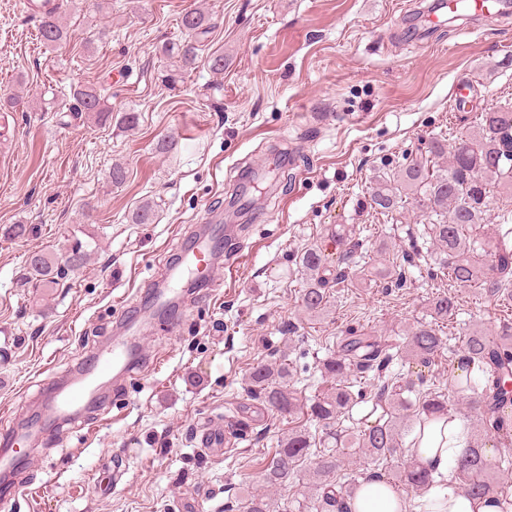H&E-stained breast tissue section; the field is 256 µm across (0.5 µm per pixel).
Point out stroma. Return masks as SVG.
<instances>
[{
	"instance_id": "stroma-1",
	"label": "stroma",
	"mask_w": 512,
	"mask_h": 512,
	"mask_svg": "<svg viewBox=\"0 0 512 512\" xmlns=\"http://www.w3.org/2000/svg\"><path fill=\"white\" fill-rule=\"evenodd\" d=\"M66 44L45 48L39 18L0 0V431L45 402L50 383L89 366L106 340L160 282L201 225H228L215 272L221 287L195 288L175 320L131 334L140 356L121 388L89 414L50 433L16 478L23 491L0 512H246L266 492L264 470L289 427L321 437L308 415L269 412L248 392L259 363L277 361L310 398L326 389L320 359L354 328L405 341L432 319L434 297H458L441 323L443 345L427 367L393 349L391 369L421 392L465 411L448 362L465 333H495L512 306L472 288L452 289L426 259L428 213L413 201L385 216L367 199L379 175L454 140L480 113L512 106V13L428 23L430 0H59ZM214 26L196 36L194 64L175 86L169 47L187 37L185 9ZM224 56L223 73L207 64ZM472 87L456 108L459 81ZM101 91L111 121L79 112L74 85ZM138 122L122 124L125 113ZM126 171L112 184L113 164ZM151 201V223L131 220ZM347 225L378 269L406 282L368 279L360 255L327 309L302 308L297 256L339 249ZM89 259L50 287L28 278L40 250ZM235 423L237 447L205 454L201 424ZM312 460L270 495L271 512H299L312 494Z\"/></svg>"
}]
</instances>
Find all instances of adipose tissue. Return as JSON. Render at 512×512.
I'll list each match as a JSON object with an SVG mask.
<instances>
[{"label": "adipose tissue", "instance_id": "adipose-tissue-1", "mask_svg": "<svg viewBox=\"0 0 512 512\" xmlns=\"http://www.w3.org/2000/svg\"><path fill=\"white\" fill-rule=\"evenodd\" d=\"M469 440L468 424L457 415L431 418L417 425L407 442L412 459L433 475H450L464 453ZM354 512H405L397 495L384 480L370 477L356 490ZM416 512H500L498 505L475 500L453 485L428 488Z\"/></svg>", "mask_w": 512, "mask_h": 512}]
</instances>
